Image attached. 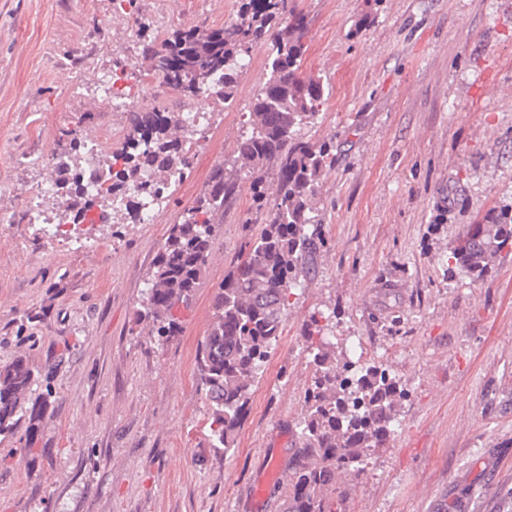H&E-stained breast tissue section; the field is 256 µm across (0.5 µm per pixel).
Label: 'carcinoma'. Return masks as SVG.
Wrapping results in <instances>:
<instances>
[{"mask_svg":"<svg viewBox=\"0 0 512 512\" xmlns=\"http://www.w3.org/2000/svg\"><path fill=\"white\" fill-rule=\"evenodd\" d=\"M236 14V21L220 28L173 30L160 44L149 35V27L140 24L142 53L156 61L153 71L179 92L182 108L155 104L129 111L121 147L127 164L115 175L122 182L164 189L175 172L189 170L180 140L184 110L206 92L226 103L233 101L254 46H268L266 77L246 113L238 144L237 158L247 164V171L236 167L229 174L222 163L214 167L211 182L195 205L170 227L146 297V316L156 336L177 335L182 306L192 297L213 251L216 225L224 223L241 178H247L254 211L264 215L263 228L250 236L246 257L219 286L213 322L195 358L197 384L210 404V442L226 450L234 443L253 387L265 371L290 297L302 286L316 253L326 247L322 223L312 216V199L323 168L334 156L333 141L313 144L300 136L301 127L324 103L325 85L298 76L307 26L296 0H237ZM79 145L71 139L67 155L74 159L55 166L57 204L70 212L74 224L83 223L93 205L105 216L112 208L106 195L92 205L82 201ZM507 246L512 247V208L468 227L453 258L470 276L480 278ZM330 321L329 315H314L308 324L314 375L299 424L302 451L288 479L287 512H337L344 488L336 476L359 475L367 448L395 432L394 400L403 391L376 366L357 361L336 364L326 349L324 330ZM33 378L23 356L0 369V435L14 433L25 417L29 431H34L35 413L22 412Z\"/></svg>","mask_w":512,"mask_h":512,"instance_id":"cac0c4a2","label":"carcinoma"}]
</instances>
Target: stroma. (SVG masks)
<instances>
[{
    "label": "stroma",
    "mask_w": 512,
    "mask_h": 512,
    "mask_svg": "<svg viewBox=\"0 0 512 512\" xmlns=\"http://www.w3.org/2000/svg\"><path fill=\"white\" fill-rule=\"evenodd\" d=\"M113 0H0V367L25 356V408L0 435V512H284L311 382V314H333L337 361H362L407 390L398 428L341 477V512H512V250L472 279L452 252L468 225L512 206V0H297L308 34L298 74L329 95L301 129L333 140L313 212L328 244L291 296L234 448L211 447L194 377L219 285L260 225L248 182L218 228L206 271L167 343L138 314L171 224L217 163H233L264 67L240 77L154 224H72L80 250L27 220L31 189L71 139L125 126L104 111L116 61L150 65ZM235 0H178L176 26H219ZM97 80L84 81V66Z\"/></svg>",
    "instance_id": "obj_1"
}]
</instances>
